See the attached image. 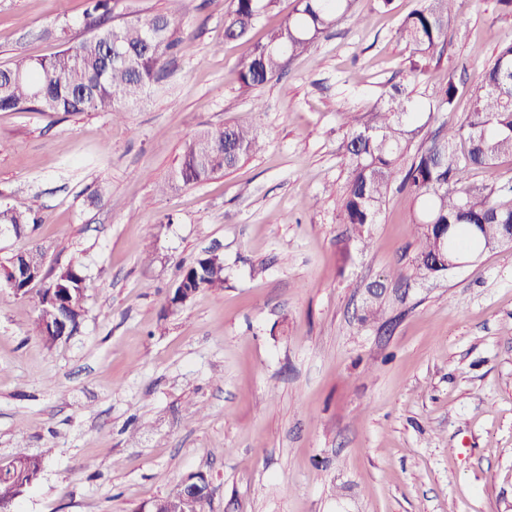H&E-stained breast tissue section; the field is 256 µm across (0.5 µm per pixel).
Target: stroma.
Segmentation results:
<instances>
[{"label":"stroma","instance_id":"stroma-1","mask_svg":"<svg viewBox=\"0 0 512 512\" xmlns=\"http://www.w3.org/2000/svg\"><path fill=\"white\" fill-rule=\"evenodd\" d=\"M424 0H357L286 73L241 88L240 59L292 7L224 38L231 0H185L177 53L123 117L0 112V206L43 217L45 270L84 266L77 334L46 346L36 296L0 283V460L40 453L18 512H136L205 475V512H512V248L417 279L413 202L392 194L356 241L341 220L347 112L393 85L459 93L413 139L461 122L512 37L497 0H456L441 61L399 37ZM86 0H0V67L90 35ZM68 21L66 36L56 35ZM264 110L252 113L255 101ZM253 119L265 149L159 194L184 143ZM224 285L168 299L204 251Z\"/></svg>","mask_w":512,"mask_h":512}]
</instances>
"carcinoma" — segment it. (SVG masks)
I'll use <instances>...</instances> for the list:
<instances>
[{
  "mask_svg": "<svg viewBox=\"0 0 512 512\" xmlns=\"http://www.w3.org/2000/svg\"><path fill=\"white\" fill-rule=\"evenodd\" d=\"M175 7L151 16L135 17L68 46L51 58H21L0 68V111L108 112L117 117L128 111L162 78L165 56L181 43L177 36L181 0ZM224 19V37L243 38L281 0H233ZM456 0H428L409 13L400 37L418 61L441 59ZM355 0H294V6L256 43L237 66V80L245 89L257 88L279 77L288 61L310 50L316 39L337 19L353 12ZM458 88L453 76L424 104L403 85H394L364 115L344 113L351 172L342 202L343 221L356 231L375 224L394 184L414 204L412 223L418 229L416 274L420 278L448 273L445 263L457 252L472 257L510 242L512 204L493 200L494 189L471 180L474 171L488 168L502 156H512V39L500 45L494 62L483 68L472 93V109L460 124L409 154L420 112L453 111ZM253 122L206 129L186 141L169 187L200 183L231 170L262 150ZM41 223L30 206L0 207V230L25 234ZM478 228H473V225ZM44 254L38 243L13 254L0 265V280L8 270L26 265ZM191 296L204 288L224 287L220 257L201 255L181 273ZM85 276L78 265L60 269L39 289L37 335L48 346L59 340L43 323L62 319L66 335L81 327ZM43 456L18 453L0 463V495L20 496L40 476ZM207 499L176 491L145 503L148 512H204Z\"/></svg>",
  "mask_w": 512,
  "mask_h": 512,
  "instance_id": "cac0c4a2",
  "label": "carcinoma"
}]
</instances>
